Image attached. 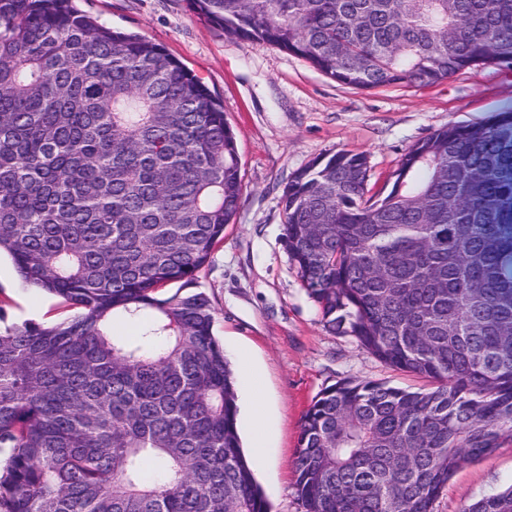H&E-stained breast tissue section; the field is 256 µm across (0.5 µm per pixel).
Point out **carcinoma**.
Returning a JSON list of instances; mask_svg holds the SVG:
<instances>
[{"instance_id":"carcinoma-1","label":"carcinoma","mask_w":512,"mask_h":512,"mask_svg":"<svg viewBox=\"0 0 512 512\" xmlns=\"http://www.w3.org/2000/svg\"><path fill=\"white\" fill-rule=\"evenodd\" d=\"M188 2L359 90L512 55V0ZM367 181L363 154L317 159L284 188L282 240L325 327L437 386L323 389L295 492L303 512H434L461 462L512 444V109ZM242 195L223 104L164 47L73 0H0V254L80 309L0 330V512H270L193 289ZM462 512H512V488Z\"/></svg>"}]
</instances>
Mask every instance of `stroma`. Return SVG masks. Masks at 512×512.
<instances>
[{"label":"stroma","mask_w":512,"mask_h":512,"mask_svg":"<svg viewBox=\"0 0 512 512\" xmlns=\"http://www.w3.org/2000/svg\"><path fill=\"white\" fill-rule=\"evenodd\" d=\"M113 29L163 45L224 104L244 185L224 239L197 274L215 312L214 333L231 364L248 356L265 410L263 456L253 468L271 512H302L292 461L311 400L341 380L417 386L349 336L325 329L283 246L285 186L317 158L364 154L378 192L404 154L448 123H485L512 108V69L485 64L429 87L395 84L361 91L331 80L277 46L225 35L188 0H75ZM60 297L25 286L0 258V325L55 324L75 316ZM512 487V445L463 462L434 505H464Z\"/></svg>","instance_id":"1"}]
</instances>
